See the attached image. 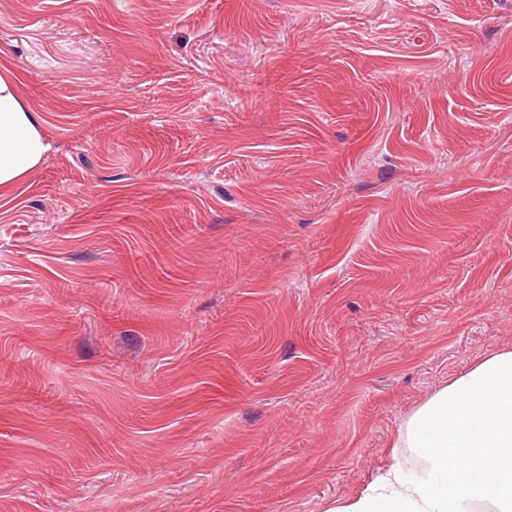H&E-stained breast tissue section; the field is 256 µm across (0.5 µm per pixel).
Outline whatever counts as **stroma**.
Returning a JSON list of instances; mask_svg holds the SVG:
<instances>
[{
  "label": "stroma",
  "instance_id": "35a3bbf8",
  "mask_svg": "<svg viewBox=\"0 0 512 512\" xmlns=\"http://www.w3.org/2000/svg\"><path fill=\"white\" fill-rule=\"evenodd\" d=\"M0 512H327L512 349V0H0ZM49 147L37 112L21 99L13 78L0 75V192L11 191L38 168Z\"/></svg>",
  "mask_w": 512,
  "mask_h": 512
}]
</instances>
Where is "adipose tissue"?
<instances>
[{
  "label": "adipose tissue",
  "mask_w": 512,
  "mask_h": 512,
  "mask_svg": "<svg viewBox=\"0 0 512 512\" xmlns=\"http://www.w3.org/2000/svg\"><path fill=\"white\" fill-rule=\"evenodd\" d=\"M40 118L0 75V192L43 162ZM395 447L419 471L393 464L328 512H512V349L496 351L434 392L403 421Z\"/></svg>",
  "instance_id": "adipose-tissue-1"
}]
</instances>
